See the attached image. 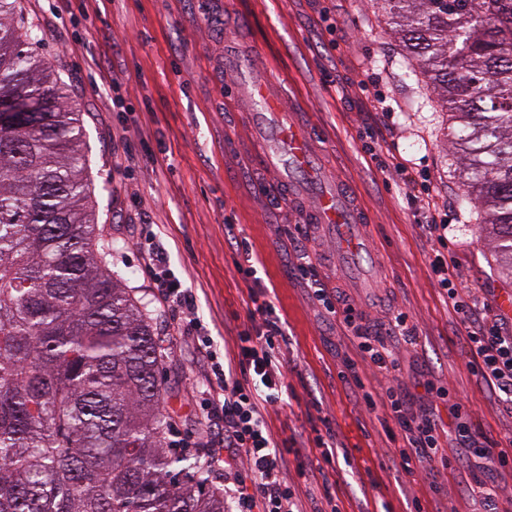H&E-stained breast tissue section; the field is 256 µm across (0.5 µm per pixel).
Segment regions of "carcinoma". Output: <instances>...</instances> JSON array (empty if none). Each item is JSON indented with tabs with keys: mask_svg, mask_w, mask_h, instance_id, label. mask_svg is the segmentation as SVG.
I'll return each mask as SVG.
<instances>
[{
	"mask_svg": "<svg viewBox=\"0 0 512 512\" xmlns=\"http://www.w3.org/2000/svg\"><path fill=\"white\" fill-rule=\"evenodd\" d=\"M512 276V0H385ZM0 0V512H227L164 448L153 327L100 257L80 113Z\"/></svg>",
	"mask_w": 512,
	"mask_h": 512,
	"instance_id": "1",
	"label": "carcinoma"
}]
</instances>
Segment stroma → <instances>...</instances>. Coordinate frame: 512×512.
Wrapping results in <instances>:
<instances>
[{
  "label": "stroma",
  "mask_w": 512,
  "mask_h": 512,
  "mask_svg": "<svg viewBox=\"0 0 512 512\" xmlns=\"http://www.w3.org/2000/svg\"><path fill=\"white\" fill-rule=\"evenodd\" d=\"M19 6L26 26L39 30L38 56L81 114L106 262L123 275L160 339V378L173 392L165 409L176 418L167 440L200 430L195 387L202 363L190 338L169 335L152 297L142 260L147 238L153 232L163 238L170 270L192 289L217 347L230 353L248 324L250 285L224 236L229 217L262 261L260 275L286 321L283 371L293 395L289 406L266 416L275 436L288 438L329 417L337 446L351 454L350 465L325 471L340 512H408L415 499L426 512H481L471 472L436 478L421 470L408 477L389 460L392 442L376 414L337 377L342 359L357 354L354 339L312 301L277 232L302 225L329 287L345 289L369 321L403 311L416 325V345L400 352L401 376L368 372L374 394L397 384L415 396L418 379H435L471 401L477 442L496 449L512 444V415L470 373L459 316L430 277L433 244L404 189L365 146L367 131L392 124L386 148L424 169L431 193L444 201L448 255L462 287L491 306L512 293L483 208L467 197L450 142L457 124L407 55L383 0H19ZM228 42L284 92L280 122L295 120L314 135L318 164L301 176L308 195L319 193L329 176L351 185L369 219L370 252L343 259L335 237L289 204L279 174L264 163L250 104L226 83ZM378 89L393 107L386 119L373 108Z\"/></svg>",
  "instance_id": "1"
}]
</instances>
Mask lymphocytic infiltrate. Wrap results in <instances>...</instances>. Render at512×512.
Masks as SVG:
<instances>
[{"instance_id":"lymphocytic-infiltrate-1","label":"lymphocytic infiltrate","mask_w":512,"mask_h":512,"mask_svg":"<svg viewBox=\"0 0 512 512\" xmlns=\"http://www.w3.org/2000/svg\"><path fill=\"white\" fill-rule=\"evenodd\" d=\"M384 167L407 188L408 198L417 208L419 226L440 247L430 261L431 271L460 315L473 356L470 372L491 386L499 401L512 406V335L503 334L498 315H478L474 304L452 281L448 259L443 254L448 245V227L442 224L441 210L432 195L420 190L419 175L409 161L391 153ZM145 261L152 276L155 301L169 315V329L196 333L198 346L208 361L201 422L224 425L223 445H215L205 437L196 444L208 473L218 478L232 477L228 494L237 512H301L299 486L310 477L303 464L308 447L319 449L316 462L321 470L334 465L336 454L330 444L331 433L319 432L310 441L290 443L275 439L267 425L265 410L282 408L288 389L282 371L288 337L268 289H251L252 305L247 310L250 324L239 332L234 354L223 357L196 316L195 296L170 274L165 247L158 245L148 250ZM296 271L325 313L357 339L360 358L344 361L338 377L363 399L369 410H381L384 420L397 429L402 443L394 456L402 474L414 475L422 464L436 471L456 470L471 466L476 458L483 460L486 470L512 473V453L476 442L468 422L469 407L460 400H449L447 388L435 380L420 381L424 404L416 411L411 409L407 396L395 388H388L378 398L367 391L365 367L394 374L401 370L398 353L385 346L384 337L415 344L416 328L407 313H393L382 332H374L355 300L342 289L327 287L318 279L312 263L300 260ZM443 406L448 409L444 418L439 415ZM447 427L454 430L458 444L453 455L448 454L442 442V432Z\"/></svg>"}]
</instances>
